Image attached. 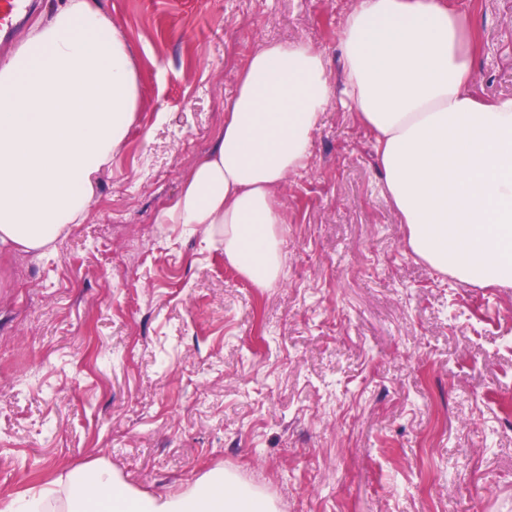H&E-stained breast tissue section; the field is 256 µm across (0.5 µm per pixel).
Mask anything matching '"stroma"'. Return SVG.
I'll list each match as a JSON object with an SVG mask.
<instances>
[{"label":"stroma","mask_w":512,"mask_h":512,"mask_svg":"<svg viewBox=\"0 0 512 512\" xmlns=\"http://www.w3.org/2000/svg\"><path fill=\"white\" fill-rule=\"evenodd\" d=\"M447 3L478 18L476 92L512 97V0ZM352 5L103 0L140 112L87 219L0 255V499L102 458L150 494L221 468L277 512H512V288L405 251L353 109L334 103L279 190L270 287L155 221L262 43L312 42L341 84Z\"/></svg>","instance_id":"35a3bbf8"}]
</instances>
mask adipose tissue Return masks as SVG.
Returning <instances> with one entry per match:
<instances>
[{"label": "adipose tissue", "instance_id": "obj_1", "mask_svg": "<svg viewBox=\"0 0 512 512\" xmlns=\"http://www.w3.org/2000/svg\"><path fill=\"white\" fill-rule=\"evenodd\" d=\"M341 88L303 40L248 58L224 128L156 221L220 243L254 286L278 280L285 215L277 194L304 172L336 96L372 136L406 247L434 270L512 287V97L475 93L474 17L446 0H356L338 36ZM140 109L138 61L101 0H56L0 58V251L46 253L87 217ZM0 512H275L216 468L150 495L98 459L0 502Z\"/></svg>", "mask_w": 512, "mask_h": 512}]
</instances>
